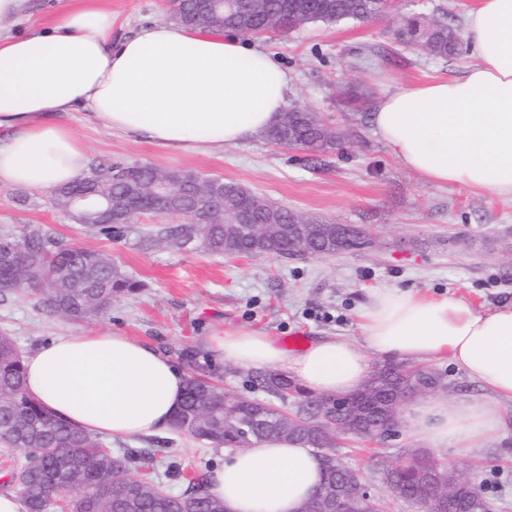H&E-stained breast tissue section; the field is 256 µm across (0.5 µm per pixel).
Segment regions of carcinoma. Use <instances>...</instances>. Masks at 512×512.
I'll return each mask as SVG.
<instances>
[{
    "label": "carcinoma",
    "instance_id": "1",
    "mask_svg": "<svg viewBox=\"0 0 512 512\" xmlns=\"http://www.w3.org/2000/svg\"><path fill=\"white\" fill-rule=\"evenodd\" d=\"M176 19L193 28L228 29L245 34H260L278 27L283 20L288 26L283 33H292L307 24H336L347 19L367 21L389 13L390 0H227L216 10L199 5L196 0H172ZM405 44L422 46L428 55L448 59L461 51V40L447 25L433 22L422 25L408 20L396 31ZM316 157L331 149L336 141L329 129L309 122L302 111L288 109L267 138L288 145V137ZM112 181L115 196L129 195V179L145 185L154 180L179 176L181 172L162 170L144 165L135 170L115 163L96 171ZM224 213L216 214L210 224L196 227L184 224L160 223L150 232L135 227V214L124 218L126 226L113 229L110 224H98L99 232L110 236L130 237L136 234L133 246L150 249L157 243L175 246L173 236L190 232L200 237L201 250L214 255H255L263 253L288 256L294 243L279 235L276 224H293L302 219L306 225V246L320 257L358 247L363 244L362 231L352 225L327 224L302 217L285 207L264 200H253L245 187L226 182ZM253 203L249 221L267 225L266 245H257L243 228L228 232L237 207L243 201ZM21 248L36 260V266L26 271L15 270L4 275L7 286L0 296L28 285L39 288L48 313L67 320H85L104 315L112 300L138 292L143 284L129 276L118 264L102 252L81 247H62L48 232L38 226H28L18 233L0 234V253L10 247ZM252 382L270 397L260 401L239 397L224 391L220 384L194 372L187 376L184 399L173 428L204 441L215 448H247L256 441L286 438L308 448L336 447V428L324 417L332 407L330 397H304L294 401L292 412L277 402L288 399L293 390L287 376L256 370ZM443 385L442 379L425 367H410L386 363L378 368L371 381L352 394L355 413L344 415L360 437L373 439L378 429L387 425L392 416L394 398L409 397L419 387ZM249 421L253 432L246 436L224 415ZM0 442L10 448H20L25 461L18 472V482L27 512H49L50 490H98V495L85 508L81 502H68L73 512H228L224 501L208 493L209 475L196 473L187 490L174 496L147 477L130 476L126 459L104 450L103 443L81 429L50 412L41 402L31 398L25 388L24 356L11 337L0 335ZM322 479L316 491L340 492L345 496L356 493L358 480L354 470L336 462V455H317ZM380 480L401 491L406 499H425L430 486L424 469L415 455L399 466H379ZM481 495L476 486L459 498L451 500L445 512H468L471 496Z\"/></svg>",
    "mask_w": 512,
    "mask_h": 512
}]
</instances>
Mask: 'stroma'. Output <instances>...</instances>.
I'll list each match as a JSON object with an SVG mask.
<instances>
[{
    "label": "stroma",
    "mask_w": 512,
    "mask_h": 512,
    "mask_svg": "<svg viewBox=\"0 0 512 512\" xmlns=\"http://www.w3.org/2000/svg\"><path fill=\"white\" fill-rule=\"evenodd\" d=\"M112 12L119 39L174 19L170 0H101ZM477 0H396L394 10L367 22L309 25L289 34H257L293 78L290 105L316 113L337 142L309 161L305 152L259 136L210 154L174 153L84 121L67 123L86 147L91 167L107 163L151 165L164 170L221 177L276 204L331 224L364 232L363 246L327 257L260 254L228 258L200 251L133 247L98 229L75 223L46 191L0 185V230L38 225L61 245L101 251L140 281L139 292L114 300L105 316L69 321L49 314L37 291L22 288L0 297V334L30 353L58 336L119 332L169 355L184 371L219 372L224 389L258 394L251 369L211 357L205 336L222 330L256 331L282 342L330 336L360 337L359 311L373 288L413 289L450 296L487 312L512 304V200L491 198L460 185H435L406 169L374 134L371 114L352 111L347 99L362 96L369 108L404 87L464 74L469 51L443 60L403 44L394 35L403 17L442 21L464 32ZM444 388L430 397L458 399L482 394L479 382L447 359L429 361ZM131 458L141 476L140 456L155 449L152 477L171 494H182L193 470L215 472L224 451L166 429L149 436L106 443ZM423 442L399 429L395 437L365 443L338 440L336 451L375 494L384 489L379 461L399 464ZM444 467L470 477L493 512H512V430L481 448H436Z\"/></svg>",
    "instance_id": "obj_1"
}]
</instances>
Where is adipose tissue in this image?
<instances>
[{
	"label": "adipose tissue",
	"instance_id": "adipose-tissue-1",
	"mask_svg": "<svg viewBox=\"0 0 512 512\" xmlns=\"http://www.w3.org/2000/svg\"><path fill=\"white\" fill-rule=\"evenodd\" d=\"M23 4L0 0V184L48 191L75 181L89 156L59 121L73 112L172 151L214 153L265 133L288 107L287 70L233 32L164 23L116 42L111 10L71 7L50 29L18 37L10 27ZM466 38L475 63L460 78L383 96L374 132L427 182L512 198V0H479ZM359 318L361 338L320 339L296 356L249 331L217 332L202 346L216 359L279 370L305 391L335 397L368 384L373 356H444L486 394L418 403L409 434L443 448L501 436L497 404L512 402V306L481 312L452 297L374 288ZM24 365L32 398L113 440L170 427L187 379L168 357L120 333L61 336ZM321 477L308 448L264 440L227 452L208 491L229 512H297Z\"/></svg>",
	"mask_w": 512,
	"mask_h": 512
}]
</instances>
